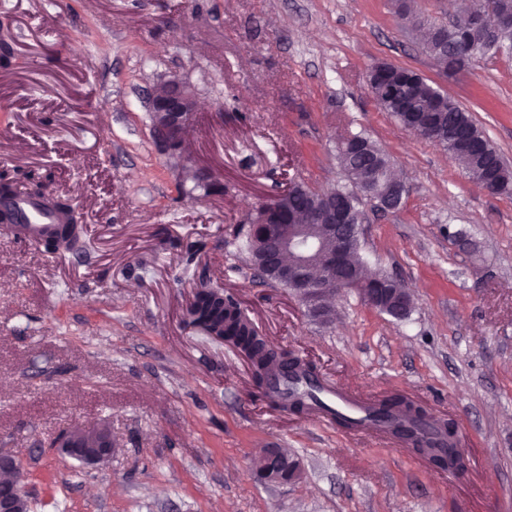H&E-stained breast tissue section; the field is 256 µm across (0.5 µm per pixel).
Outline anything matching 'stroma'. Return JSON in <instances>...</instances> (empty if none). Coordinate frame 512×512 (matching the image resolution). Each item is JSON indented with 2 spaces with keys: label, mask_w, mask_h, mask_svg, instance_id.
Wrapping results in <instances>:
<instances>
[{
  "label": "stroma",
  "mask_w": 512,
  "mask_h": 512,
  "mask_svg": "<svg viewBox=\"0 0 512 512\" xmlns=\"http://www.w3.org/2000/svg\"><path fill=\"white\" fill-rule=\"evenodd\" d=\"M397 0H0V168L46 176L83 214L86 252L48 256L0 224V451L30 512H512V194L486 192L369 92L379 62L455 99L512 165V55L449 76ZM176 74L199 98L188 148L223 184L191 197L155 148L144 98ZM364 131L407 192L363 201L371 272L414 294L403 320L354 292L332 324L241 267L233 232L296 178L344 184L336 143ZM233 295L275 347L345 391L403 394L456 425L452 482L365 435L257 395L244 354L186 324L200 280ZM108 423L98 469L60 455ZM302 467L253 476L262 448ZM54 447L59 448L66 457L77 459L83 466L90 468L109 460L115 442L112 430L106 425L76 424L60 433L54 441Z\"/></svg>",
  "instance_id": "1"
}]
</instances>
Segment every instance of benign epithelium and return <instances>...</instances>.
Masks as SVG:
<instances>
[{
  "label": "benign epithelium",
  "mask_w": 512,
  "mask_h": 512,
  "mask_svg": "<svg viewBox=\"0 0 512 512\" xmlns=\"http://www.w3.org/2000/svg\"><path fill=\"white\" fill-rule=\"evenodd\" d=\"M197 109L194 88L177 75L156 85L148 94L147 111L155 115L152 140L168 162L183 169L190 168L201 182L214 181L210 170L199 166L186 151V135ZM293 231L286 237L268 242L266 262L279 278L300 293L307 313L316 319L332 314L333 296L350 289H363L365 301L394 319H401L413 308L408 288H378L368 279H352L344 274L351 256L360 248L361 226L348 223V215L336 209V201L311 209L299 218H292ZM315 224L320 235L313 245L302 234L300 226ZM54 447L83 466L97 467L112 456L115 442L106 425L76 424L60 433ZM262 465L255 470L256 479L264 484H288L296 480L295 459L276 447L263 448ZM0 472L8 479L0 481V512H22L19 498L21 465L15 457L0 454Z\"/></svg>",
  "instance_id": "benign-epithelium-1"
}]
</instances>
